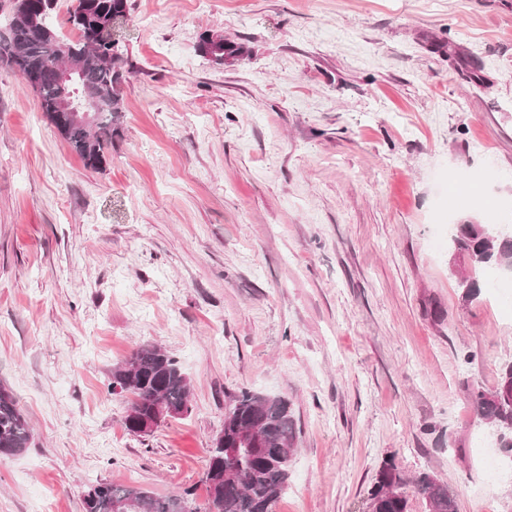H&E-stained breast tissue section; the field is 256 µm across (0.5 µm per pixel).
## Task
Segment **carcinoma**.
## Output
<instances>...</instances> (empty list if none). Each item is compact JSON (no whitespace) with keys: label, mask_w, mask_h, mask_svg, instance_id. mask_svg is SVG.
Returning a JSON list of instances; mask_svg holds the SVG:
<instances>
[{"label":"carcinoma","mask_w":512,"mask_h":512,"mask_svg":"<svg viewBox=\"0 0 512 512\" xmlns=\"http://www.w3.org/2000/svg\"><path fill=\"white\" fill-rule=\"evenodd\" d=\"M9 15L0 24V63L14 69L24 87L38 98L39 108L85 165L99 169L106 162L112 142V122L120 111L114 91L120 61L119 43L128 20L127 0H77L69 23L77 38L62 37L50 19L54 0H9ZM98 30L100 38L90 41ZM220 52L213 63L242 57L243 48L218 38ZM77 70L72 85L96 96L97 118L86 126L72 112L58 111L59 71ZM498 225L466 224L454 238L455 251L465 260L458 272V287L475 295V275L486 270L512 273V242H495ZM109 389L130 397L128 411L137 418H152L163 402L180 418L191 410L192 384L176 358L160 347L143 344L131 357L112 368ZM470 402L480 418L499 429L504 445L512 440V364L503 368L495 389L477 388ZM257 432V443L245 447L241 438ZM224 447L208 449L207 468L231 470L235 477L207 483V506L193 512H273L288 487L289 462L295 440V421L288 399L244 388L235 394L224 411ZM33 442L28 418L11 390L0 386V458L23 453ZM239 448L226 458L224 449ZM401 477L395 465L386 462L369 495L368 512H407V500L395 491ZM415 487L428 503L429 512H457L455 491L447 483L422 473ZM119 500L133 502L132 512H187L191 493L158 495L151 489L113 482H99L83 495L84 512H112Z\"/></svg>","instance_id":"1"}]
</instances>
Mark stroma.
<instances>
[{
	"label": "stroma",
	"mask_w": 512,
	"mask_h": 512,
	"mask_svg": "<svg viewBox=\"0 0 512 512\" xmlns=\"http://www.w3.org/2000/svg\"><path fill=\"white\" fill-rule=\"evenodd\" d=\"M241 45L230 66L204 34ZM104 167L0 66V383L34 428L0 512H83L93 482L207 499L243 388L296 427L274 512H367L380 466L512 512L471 389L512 363V299L457 285L465 223L512 229V0H128ZM484 200L450 205L451 187ZM143 343L189 375V415L124 426L110 370Z\"/></svg>",
	"instance_id": "1"
}]
</instances>
